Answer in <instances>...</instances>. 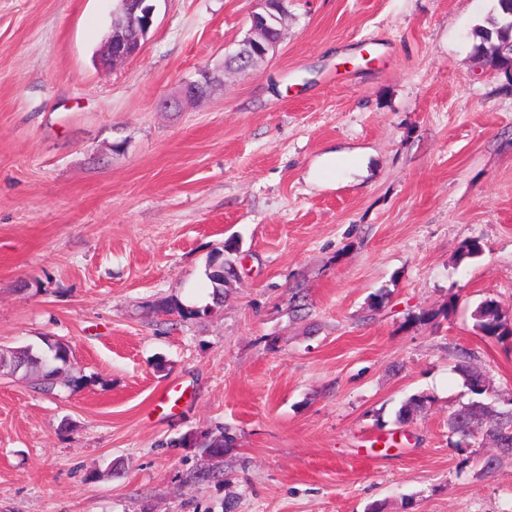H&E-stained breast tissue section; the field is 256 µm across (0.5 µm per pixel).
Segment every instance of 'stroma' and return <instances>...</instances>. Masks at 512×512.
Here are the masks:
<instances>
[{
  "label": "stroma",
  "instance_id": "stroma-1",
  "mask_svg": "<svg viewBox=\"0 0 512 512\" xmlns=\"http://www.w3.org/2000/svg\"><path fill=\"white\" fill-rule=\"evenodd\" d=\"M256 3L156 0L105 69L117 0H0V346L67 342L82 380L0 373V512H512V458L481 474L448 433L461 351L512 396V338L474 319L512 316V76L473 35L497 0H289L226 73ZM201 69L210 98L161 111ZM251 26L247 35L239 42L237 56L243 59L258 58L263 60L277 49L281 40H274L270 36V25L267 17L260 11H252ZM145 40L139 38L133 40L121 31L115 32L105 44L104 60L107 66H117L119 63L140 54L144 47ZM475 327L484 336L495 337L498 340L512 336L511 321L502 313L499 305L493 300L482 302L474 314Z\"/></svg>",
  "mask_w": 512,
  "mask_h": 512
}]
</instances>
